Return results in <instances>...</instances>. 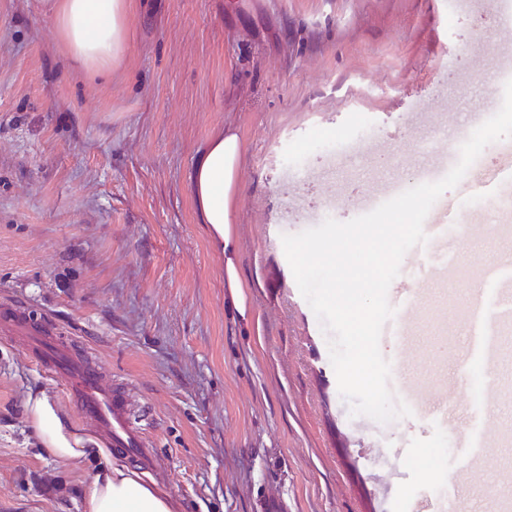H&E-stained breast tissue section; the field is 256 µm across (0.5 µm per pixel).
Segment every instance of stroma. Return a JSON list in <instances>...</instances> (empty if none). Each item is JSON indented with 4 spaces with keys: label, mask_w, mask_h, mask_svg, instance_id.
Segmentation results:
<instances>
[{
    "label": "stroma",
    "mask_w": 512,
    "mask_h": 512,
    "mask_svg": "<svg viewBox=\"0 0 512 512\" xmlns=\"http://www.w3.org/2000/svg\"><path fill=\"white\" fill-rule=\"evenodd\" d=\"M126 21L121 64L93 77L36 0H0V296L35 319L52 311L73 349L125 386L167 462L141 478L175 512H261L268 499L287 512H417L425 448L444 473L466 468L451 497L483 512L486 478L512 479L499 440L512 403L494 396L512 388V365L475 371L466 336L442 354L433 326L469 316L463 272L507 271L512 238L479 223L474 197L446 191L469 227L406 253L400 276L418 299L385 346L396 400H453L457 431H486L470 468L439 417L351 415L281 237L329 206L342 222L361 215L362 198L418 185L420 167L447 173L439 128L470 135L461 105L489 116L502 105L512 19L501 0H129ZM361 125L356 149L315 151ZM227 126L242 146L231 217L247 328L190 189L199 150ZM292 191L305 208L284 225ZM39 388L78 419L62 381L0 335V512H82L95 463L40 448L24 415Z\"/></svg>",
    "instance_id": "stroma-1"
}]
</instances>
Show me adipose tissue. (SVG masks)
I'll list each match as a JSON object with an SVG mask.
<instances>
[{
    "instance_id": "ef3b65f1",
    "label": "adipose tissue",
    "mask_w": 512,
    "mask_h": 512,
    "mask_svg": "<svg viewBox=\"0 0 512 512\" xmlns=\"http://www.w3.org/2000/svg\"><path fill=\"white\" fill-rule=\"evenodd\" d=\"M52 19L68 57L84 70L104 74L120 61L128 41L127 0H39ZM241 142L228 127L209 138L193 165L191 191L212 248L224 258V286L239 321L252 310L239 271V240L231 220L239 191ZM25 419L42 446L58 460L100 458L83 503V512H174L172 497L143 482L111 458L107 449L72 422L62 405L44 390L29 393Z\"/></svg>"
}]
</instances>
